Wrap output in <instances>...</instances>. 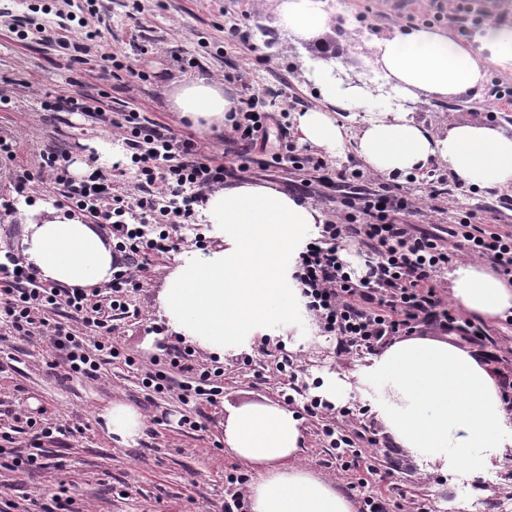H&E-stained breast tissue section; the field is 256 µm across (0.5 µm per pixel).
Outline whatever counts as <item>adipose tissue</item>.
<instances>
[{"instance_id": "1", "label": "adipose tissue", "mask_w": 512, "mask_h": 512, "mask_svg": "<svg viewBox=\"0 0 512 512\" xmlns=\"http://www.w3.org/2000/svg\"><path fill=\"white\" fill-rule=\"evenodd\" d=\"M274 3L295 39L307 41L333 27L325 0ZM487 59L512 71V25L488 21L468 41L436 28L400 27L375 42L371 62L411 101L421 93L446 98L482 86ZM338 68L333 57L308 65L320 100L294 117L302 143L333 153L352 139L356 157L382 175H408L438 161L462 184L512 186V133L476 119L453 121L436 134L397 108L346 131L339 113L366 106L371 94L338 78ZM171 98L182 118L206 131L227 127L235 107L218 81L202 75L181 80ZM203 213L212 245L180 253L157 297L169 331L218 356L279 331L304 336L306 299L293 275L321 213L256 184L216 190ZM25 224L22 255L43 280L63 288L111 281L112 244L94 225L52 212L27 215ZM448 278L450 299L463 317L490 323L512 315V285L480 263H455ZM365 372L381 383L376 404L387 433L412 457L441 471L471 473L512 463V413L497 370L479 351L408 337L374 354ZM224 445L259 473L249 491L251 512H353L335 482L297 464L303 433L293 411L273 404L234 409L224 423Z\"/></svg>"}]
</instances>
